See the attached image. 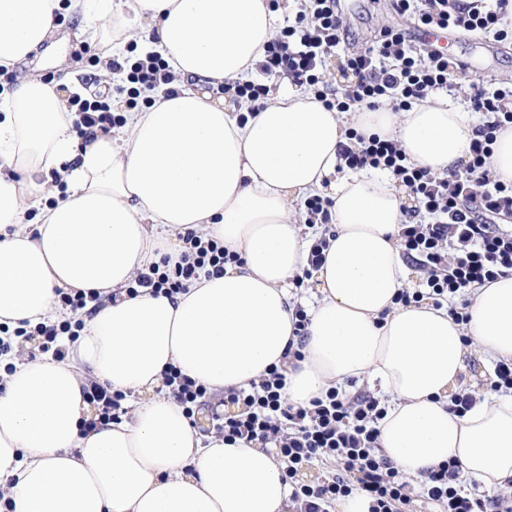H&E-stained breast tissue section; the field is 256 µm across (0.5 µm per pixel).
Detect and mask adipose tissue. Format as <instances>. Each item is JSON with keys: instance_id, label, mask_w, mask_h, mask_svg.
I'll return each mask as SVG.
<instances>
[{"instance_id": "adipose-tissue-1", "label": "adipose tissue", "mask_w": 512, "mask_h": 512, "mask_svg": "<svg viewBox=\"0 0 512 512\" xmlns=\"http://www.w3.org/2000/svg\"><path fill=\"white\" fill-rule=\"evenodd\" d=\"M62 11L104 61L156 52L174 79L87 144L63 93L39 78L0 106V324L65 320L63 290L101 296L75 341L59 337L65 360L0 364V512H289L273 455L203 434L156 396L172 366L214 393L280 368L286 399L304 406L353 380L379 383L380 448L406 480L454 457L485 489L511 485L512 394L478 392L461 415L451 406L469 355L512 360V275L475 289L464 324L428 301L396 303L405 194L387 170L337 171L353 128L451 172L470 157L471 114L440 92L406 110L340 112L276 85L247 117L227 111L217 90L256 73L280 19L267 0H0V67L37 52ZM316 194L332 201L336 235L297 359L285 354L292 281L311 242L291 208ZM198 228L242 264L172 298L127 294L135 272ZM92 381L141 400L131 416L99 420L83 395Z\"/></svg>"}]
</instances>
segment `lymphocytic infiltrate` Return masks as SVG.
<instances>
[{
  "instance_id": "lymphocytic-infiltrate-1",
  "label": "lymphocytic infiltrate",
  "mask_w": 512,
  "mask_h": 512,
  "mask_svg": "<svg viewBox=\"0 0 512 512\" xmlns=\"http://www.w3.org/2000/svg\"><path fill=\"white\" fill-rule=\"evenodd\" d=\"M337 0H305L294 24L283 27L266 46L264 73L288 76L297 86L315 94L326 107L346 112L356 105L374 109L389 101L407 108L424 100L431 91L446 88L459 65L447 51L420 47L405 32L381 28L374 41L347 53L342 61L343 89L323 79L326 61L349 38L348 28L336 7ZM394 10L413 16L417 26L455 33L482 32L498 41L512 42V0H393ZM171 75L159 55L134 61L128 68L123 91L129 106H137L144 90L170 81ZM469 109L479 121L474 128L470 158L446 175L412 164L399 145L371 136L358 137L356 147L339 146L346 167L361 170L385 168L415 202L404 211L399 240L411 266L421 273V289H402V305L468 296L472 288L512 274V232L500 225L512 218V182L493 176L489 160L497 136L512 126V83L493 85L484 79L471 83ZM109 102H77L73 127L84 141L96 130L121 124ZM432 222H422V214ZM177 257H163L148 271L138 272L127 294L148 288L173 296L200 276H220L226 263H240L238 254L223 242L190 230L181 236ZM61 303L71 317L57 325H38L20 330L23 338H41V351L64 359L58 337H77L81 317L89 313L90 301L80 292L63 293ZM284 376L270 369L250 390L231 388L224 392L229 411L215 417L212 431L232 443L243 439L272 451L285 466L293 487L292 501L302 512H330L337 499L359 492L370 497L371 512H407L415 496L442 505L444 512H482L483 502L462 488L457 459L441 462L428 471L420 491H413L398 469L379 453V425L387 407L375 395L362 391L349 396L330 390L325 398L303 407L283 396ZM335 464L323 480L300 481L303 471L315 464Z\"/></svg>"
}]
</instances>
